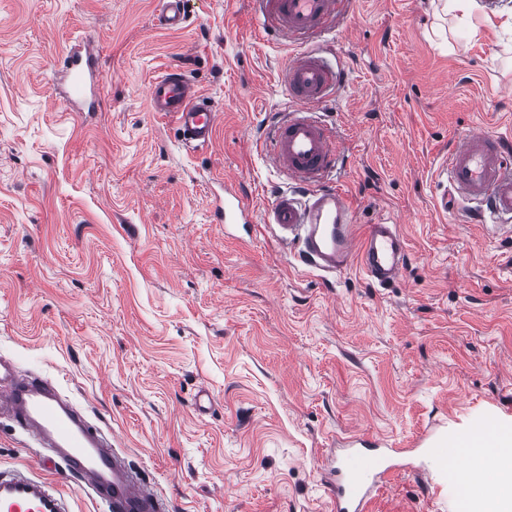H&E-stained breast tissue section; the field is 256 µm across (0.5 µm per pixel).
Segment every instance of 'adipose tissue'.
<instances>
[{"mask_svg": "<svg viewBox=\"0 0 512 512\" xmlns=\"http://www.w3.org/2000/svg\"><path fill=\"white\" fill-rule=\"evenodd\" d=\"M512 447V429L489 435L476 430L465 442L453 445V455L464 463L466 498L481 500L482 512H512V459L504 449ZM494 459L499 471L491 473L487 459Z\"/></svg>", "mask_w": 512, "mask_h": 512, "instance_id": "obj_1", "label": "adipose tissue"}]
</instances>
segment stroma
Segmentation results:
<instances>
[{
	"label": "stroma",
	"mask_w": 512,
	"mask_h": 512,
	"mask_svg": "<svg viewBox=\"0 0 512 512\" xmlns=\"http://www.w3.org/2000/svg\"><path fill=\"white\" fill-rule=\"evenodd\" d=\"M157 0H0V358L49 378L112 433L170 512H335L341 439L412 449L369 512H457L426 452L446 430L512 427V233L440 207L438 164L462 132L512 142V0H356L315 41L346 81L319 116L349 165L359 226L400 224L388 286L356 266H300L262 218L290 186L262 131L296 108L281 68L300 48L251 0H188L184 30ZM98 56L102 103L70 111V43ZM184 69L219 114L182 147L147 87ZM232 181L253 229L213 219ZM213 407L199 416L198 391ZM0 421V469L97 504L78 476ZM185 0H160L155 21L161 29L179 31L186 27Z\"/></svg>",
	"instance_id": "1"
}]
</instances>
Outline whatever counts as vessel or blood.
I'll return each instance as SVG.
<instances>
[{
    "mask_svg": "<svg viewBox=\"0 0 512 512\" xmlns=\"http://www.w3.org/2000/svg\"><path fill=\"white\" fill-rule=\"evenodd\" d=\"M345 0H253L265 28L291 44L321 33L344 9ZM185 0H159V28L186 26ZM69 99L95 105L101 93V71L87 43L72 45L64 61ZM288 96L298 108L286 113L265 133L264 142L276 167L298 187L280 193L267 210L265 223L278 229L283 246L314 269L335 273L350 264L378 285L399 278L407 259V242L399 225L382 220L358 234L349 196L331 178L342 156L334 128L314 113L344 81L341 68L319 52L292 56L282 70ZM152 112L175 119L187 146L210 144L217 114L180 69L155 78L149 86ZM442 209L478 204L483 221L498 228L512 226V148L498 136L472 131L455 140L441 163ZM216 221L247 225L253 209L233 185H225L214 208ZM32 437L45 454L47 467L64 463L85 480L100 512H170L168 500L129 471L122 449L104 440L85 413L48 378L19 374L0 359V414ZM361 468L337 465L331 495L336 512H367L379 482L391 471L387 452L362 438L352 449ZM0 512H70L63 490L23 471L0 475Z\"/></svg>",
    "mask_w": 512,
    "mask_h": 512,
    "instance_id": "1",
    "label": "vessel or blood"
}]
</instances>
